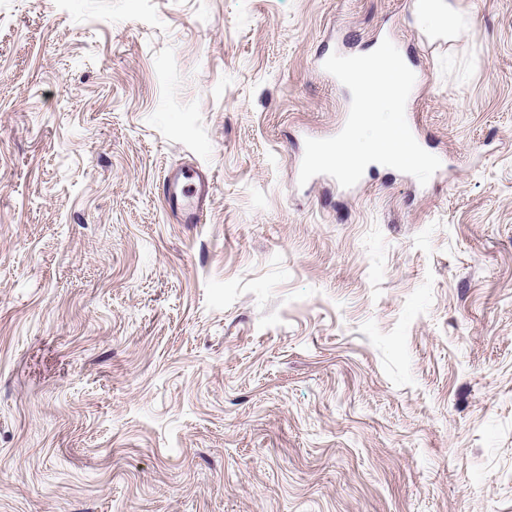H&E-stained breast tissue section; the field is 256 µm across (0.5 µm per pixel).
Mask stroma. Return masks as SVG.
<instances>
[{"mask_svg":"<svg viewBox=\"0 0 512 512\" xmlns=\"http://www.w3.org/2000/svg\"><path fill=\"white\" fill-rule=\"evenodd\" d=\"M450 2L0 0V512H512V0ZM382 30L440 168L299 184ZM416 22L435 36L453 35L459 26V19L451 5L444 0H414ZM198 184L192 187L184 169L173 170L161 183L163 201L181 224H197L205 200L213 188L212 179L196 172Z\"/></svg>","mask_w":512,"mask_h":512,"instance_id":"stroma-1","label":"stroma"}]
</instances>
